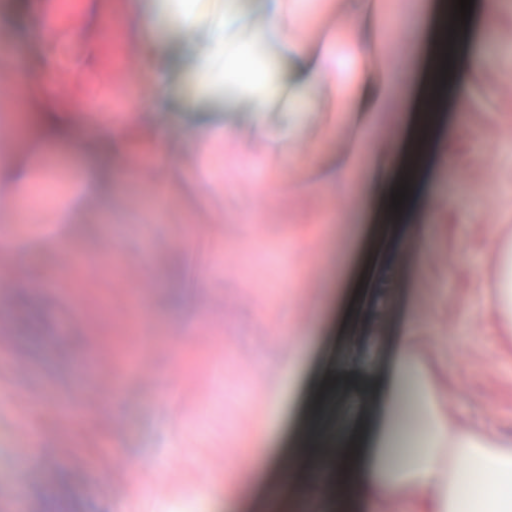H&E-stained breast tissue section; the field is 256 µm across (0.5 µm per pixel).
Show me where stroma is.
Masks as SVG:
<instances>
[{
	"instance_id": "stroma-1",
	"label": "stroma",
	"mask_w": 512,
	"mask_h": 512,
	"mask_svg": "<svg viewBox=\"0 0 512 512\" xmlns=\"http://www.w3.org/2000/svg\"><path fill=\"white\" fill-rule=\"evenodd\" d=\"M208 2L195 0L188 33L170 0H141L157 21L142 43L122 0H78L40 40L27 32L50 0H0V62L41 85L59 74L84 84L49 103L74 141L43 148L30 135L43 115L25 110L28 86L0 82V159L28 162L26 189L48 194L22 223L24 196L0 193V225L13 226L27 268L0 288V512H51L68 488L81 512H225L235 496L243 512H262L265 494L240 466L217 468L228 450L271 457L263 483L278 488L279 512H303L317 481L288 471L306 442L321 439L313 453L325 457L326 440L367 424L375 407L370 382L314 383L312 370L384 362L407 317L451 410L512 431V353L478 269L490 227L512 224V146L498 141L512 127V65L501 62L512 55V6L478 47L486 61L468 100L437 101L438 122L459 111L467 120L429 159L420 249L392 245L390 218L367 195L414 90L400 80L376 112L340 108L382 78L372 49L343 29L351 0L306 11L298 0H220L209 23ZM432 2L387 0L381 14L360 0L379 40L398 49L399 19ZM327 47L342 85L299 74V53ZM160 90L159 111H133ZM342 156L354 159L347 195L334 180ZM63 249L82 264L59 265ZM70 321L79 327L67 335ZM286 323L309 341H284ZM100 360L117 372L113 392L97 388ZM290 361L298 371L287 376ZM262 427L271 440L250 444Z\"/></svg>"
}]
</instances>
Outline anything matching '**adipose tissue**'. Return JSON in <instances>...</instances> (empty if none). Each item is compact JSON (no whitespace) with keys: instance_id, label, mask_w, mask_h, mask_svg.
I'll return each instance as SVG.
<instances>
[{"instance_id":"adipose-tissue-1","label":"adipose tissue","mask_w":512,"mask_h":512,"mask_svg":"<svg viewBox=\"0 0 512 512\" xmlns=\"http://www.w3.org/2000/svg\"><path fill=\"white\" fill-rule=\"evenodd\" d=\"M486 5L474 0L469 21L457 22L447 51L448 89L462 95L481 56L470 49ZM492 256L485 267L489 299L500 335L512 343V225L493 229ZM331 374L373 381L377 415L363 447L336 441L335 454L316 464L319 476L358 496L365 512H512V436L467 426L444 406L446 381L429 368L403 330L387 364L336 365ZM414 384L427 419L424 448H394L396 412L405 387Z\"/></svg>"}]
</instances>
